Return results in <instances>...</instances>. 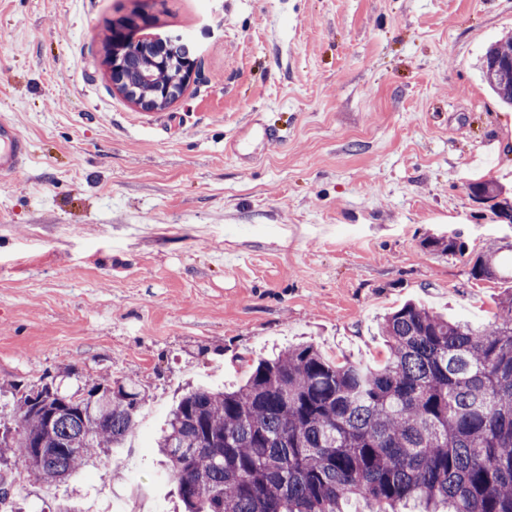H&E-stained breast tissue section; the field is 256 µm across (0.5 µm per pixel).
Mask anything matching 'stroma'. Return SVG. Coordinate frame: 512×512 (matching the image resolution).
I'll use <instances>...</instances> for the list:
<instances>
[{"label": "stroma", "mask_w": 512, "mask_h": 512, "mask_svg": "<svg viewBox=\"0 0 512 512\" xmlns=\"http://www.w3.org/2000/svg\"><path fill=\"white\" fill-rule=\"evenodd\" d=\"M192 39L166 109L117 92L109 27ZM512 0H0V113L28 140L0 178V425L15 391L135 380L149 418L64 484L28 472L14 512H175L155 442L191 386L231 387L305 339L374 367L377 322L414 299L493 320L512 276L472 258L512 244V109L481 81ZM285 130L249 165L248 119ZM492 182L495 202L468 184ZM453 236L464 253L424 248ZM500 249H502L501 246L490 245L483 253L476 255L471 261V275L474 279L490 280L500 276L497 264V255Z\"/></svg>", "instance_id": "35a3bbf8"}]
</instances>
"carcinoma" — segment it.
I'll return each instance as SVG.
<instances>
[{
    "mask_svg": "<svg viewBox=\"0 0 512 512\" xmlns=\"http://www.w3.org/2000/svg\"><path fill=\"white\" fill-rule=\"evenodd\" d=\"M180 41L142 42L112 80L125 97L156 108L160 85L182 91ZM512 58V38L487 47L483 82L512 106L485 67ZM424 246L455 254V239ZM491 245L472 260L478 280L500 276ZM484 327L408 302L379 323L386 342L376 368L330 359L314 342L254 365L233 389L197 387L172 410L157 441L185 512H512V290ZM144 394L133 382L95 378L84 391L49 384L21 393L14 432L0 434V461L25 465L48 485L108 455L138 425Z\"/></svg>",
    "mask_w": 512,
    "mask_h": 512,
    "instance_id": "obj_1",
    "label": "carcinoma"
}]
</instances>
